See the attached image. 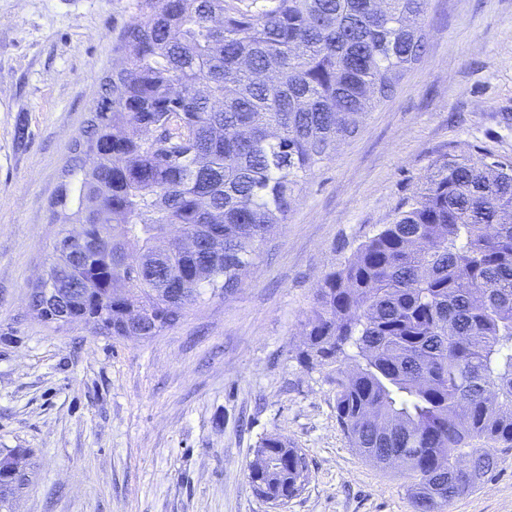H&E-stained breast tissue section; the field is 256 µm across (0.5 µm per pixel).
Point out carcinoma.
<instances>
[{
	"instance_id": "obj_1",
	"label": "carcinoma",
	"mask_w": 512,
	"mask_h": 512,
	"mask_svg": "<svg viewBox=\"0 0 512 512\" xmlns=\"http://www.w3.org/2000/svg\"><path fill=\"white\" fill-rule=\"evenodd\" d=\"M275 2L132 0L133 21L114 30L119 63L72 144L66 175L81 178L54 201L49 262L62 277L78 253L104 258L79 305L94 315L110 300L96 333L132 335L136 309L157 336L206 294L236 290L299 187L425 50V0ZM172 224L198 240L222 225L224 251H155ZM298 359L328 368L351 447L376 465L398 454L415 512L478 487L512 447V165L461 153L437 166L325 276ZM248 478L285 501L308 462L270 434Z\"/></svg>"
}]
</instances>
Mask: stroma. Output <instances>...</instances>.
<instances>
[{
	"mask_svg": "<svg viewBox=\"0 0 512 512\" xmlns=\"http://www.w3.org/2000/svg\"><path fill=\"white\" fill-rule=\"evenodd\" d=\"M130 0H0V448L30 483L0 512H414L398 469L351 448L336 386L297 359L326 273L467 151L512 162V0H426V53L303 183L234 292L160 335L30 311L58 237L50 205L112 68ZM305 454L303 492L258 498L262 438ZM441 512H512V448Z\"/></svg>",
	"mask_w": 512,
	"mask_h": 512,
	"instance_id": "obj_1",
	"label": "stroma"
}]
</instances>
